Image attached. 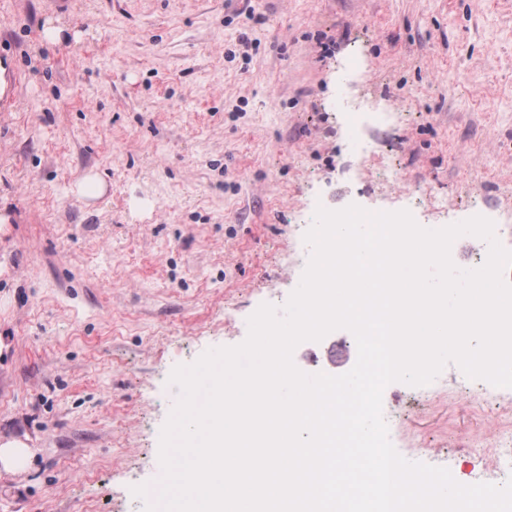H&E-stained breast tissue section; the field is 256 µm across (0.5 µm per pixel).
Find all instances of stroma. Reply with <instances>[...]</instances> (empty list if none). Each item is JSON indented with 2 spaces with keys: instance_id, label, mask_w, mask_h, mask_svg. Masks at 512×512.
Masks as SVG:
<instances>
[{
  "instance_id": "1",
  "label": "stroma",
  "mask_w": 512,
  "mask_h": 512,
  "mask_svg": "<svg viewBox=\"0 0 512 512\" xmlns=\"http://www.w3.org/2000/svg\"><path fill=\"white\" fill-rule=\"evenodd\" d=\"M0 0V512H144L172 410V370L242 343L309 252L295 213L341 192L382 206L394 160L425 183L420 224L459 222L457 156L496 141L482 203L512 189V11L502 0ZM62 28L48 43L44 31ZM252 41L237 51L240 34ZM375 73L365 84L350 58ZM402 99L346 134L345 101ZM102 180L99 198L79 193ZM462 370L402 432L456 481L503 483L455 452L473 406ZM0 463L5 470H19L26 466L28 461L27 448L15 443L0 445Z\"/></svg>"
}]
</instances>
